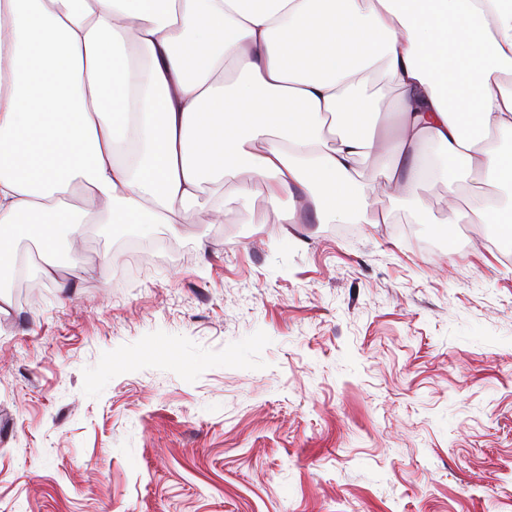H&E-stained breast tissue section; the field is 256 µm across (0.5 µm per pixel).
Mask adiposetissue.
Here are the masks:
<instances>
[{
	"instance_id": "1",
	"label": "adipose tissue",
	"mask_w": 512,
	"mask_h": 512,
	"mask_svg": "<svg viewBox=\"0 0 512 512\" xmlns=\"http://www.w3.org/2000/svg\"><path fill=\"white\" fill-rule=\"evenodd\" d=\"M399 92L380 132L367 84ZM339 128L335 146L327 123ZM512 0H0V241L188 224L247 169L282 224H386L376 173L421 220L427 181L512 242ZM507 190L472 196L467 180ZM79 190L87 206L68 202ZM43 208L64 225L29 224ZM381 165V160L377 156H369L364 158L358 168L362 174V182L368 186L370 196L372 199L379 202L381 205H386L392 202V199L388 196V191L382 182H375L372 179V174Z\"/></svg>"
}]
</instances>
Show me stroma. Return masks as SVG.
<instances>
[{
  "label": "stroma",
  "instance_id": "1",
  "mask_svg": "<svg viewBox=\"0 0 512 512\" xmlns=\"http://www.w3.org/2000/svg\"><path fill=\"white\" fill-rule=\"evenodd\" d=\"M380 165L387 224L278 223L242 169L153 226L181 254L90 224L0 287V512H512V246L434 182L408 239Z\"/></svg>",
  "mask_w": 512,
  "mask_h": 512
}]
</instances>
